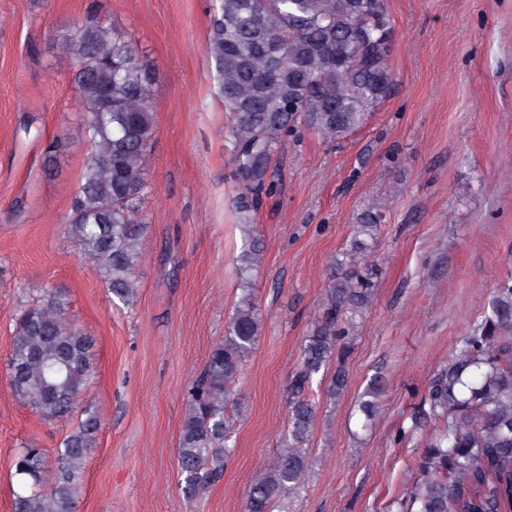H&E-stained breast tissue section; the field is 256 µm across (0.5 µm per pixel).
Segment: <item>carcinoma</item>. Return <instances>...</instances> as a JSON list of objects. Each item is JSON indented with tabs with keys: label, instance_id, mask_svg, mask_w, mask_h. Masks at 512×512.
I'll list each match as a JSON object with an SVG mask.
<instances>
[{
	"label": "carcinoma",
	"instance_id": "cac0c4a2",
	"mask_svg": "<svg viewBox=\"0 0 512 512\" xmlns=\"http://www.w3.org/2000/svg\"><path fill=\"white\" fill-rule=\"evenodd\" d=\"M217 2L205 54L220 78L224 111L232 116L235 160L249 182L238 208L247 213L248 193L263 187L271 157L297 126L343 141L386 97L392 22L383 0ZM57 43L74 60L91 148L64 234L94 263L112 295L129 306L136 298L135 269L147 227L143 204L151 183L145 145L153 133L154 76L104 20L63 31ZM380 222L378 213L364 214L349 248L334 262L320 319L306 337L290 383L287 436L274 464L249 487L245 512H274L304 478L303 445L316 416L306 395L312 376L332 368L327 394L333 400L347 386L350 327L372 287L362 258ZM260 253L258 244H249L238 273L257 267ZM65 310L58 291L24 306L9 359L14 395L46 422L76 412L92 372L93 339L67 320ZM260 331L247 293L188 387L178 467L191 496L224 473L234 385ZM428 401L443 426L424 448L422 477L410 491L407 512H512V284L493 290L481 322L456 343L448 367L431 381ZM84 414L59 445L50 495L34 491L43 479V451L24 448L18 454L16 474L33 491L16 497L14 512H75L83 465L99 427L95 413Z\"/></svg>",
	"mask_w": 512,
	"mask_h": 512
}]
</instances>
